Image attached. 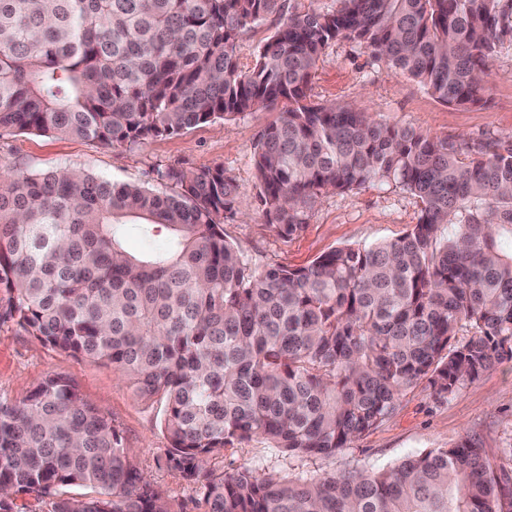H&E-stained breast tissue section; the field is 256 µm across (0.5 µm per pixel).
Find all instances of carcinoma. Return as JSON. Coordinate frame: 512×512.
<instances>
[{
    "label": "carcinoma",
    "instance_id": "1",
    "mask_svg": "<svg viewBox=\"0 0 512 512\" xmlns=\"http://www.w3.org/2000/svg\"><path fill=\"white\" fill-rule=\"evenodd\" d=\"M282 8L0 0V133L131 147L279 108L254 165L280 236L299 234L329 191L392 182L420 199L418 223L258 271L224 239L236 185L222 167L159 170L156 190L0 163V324L162 400L167 463L206 512H512V476L467 439L377 472L294 468L350 447L408 389L449 397L512 359V150L308 102L322 53L348 40L438 101L476 105L489 60L512 47V0H336L289 16L241 70V34ZM132 227L139 255L122 245ZM253 438L273 461L208 467ZM72 485L90 494L61 492ZM32 493L49 512H173L112 421L59 374L20 401L0 397V512H22L18 496Z\"/></svg>",
    "mask_w": 512,
    "mask_h": 512
}]
</instances>
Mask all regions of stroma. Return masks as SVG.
Instances as JSON below:
<instances>
[{"instance_id":"obj_1","label":"stroma","mask_w":512,"mask_h":512,"mask_svg":"<svg viewBox=\"0 0 512 512\" xmlns=\"http://www.w3.org/2000/svg\"><path fill=\"white\" fill-rule=\"evenodd\" d=\"M334 3L284 0L280 13L243 32L240 68H251L255 52L289 16L327 11ZM308 95L315 103L355 105L391 126L512 149L511 48L491 58L485 102L479 106L445 105L417 80L391 70L368 50L346 40L326 48ZM277 117L274 111L249 112L132 147L15 132L0 136V161L30 173L67 166L111 182L148 185L153 184L157 171L167 168L200 171L223 167L238 186L237 214L225 222L224 237L259 269L270 264L305 266L337 247L395 239L418 223L421 202L416 196L393 183L377 184L324 195L310 212L303 232L291 239L280 237L260 206L254 168L259 136ZM49 374L72 379L81 393L111 418L126 452L164 492L174 512H205L200 492L165 464L169 441L163 430V404L139 400L111 366L43 346L12 324L0 325V396L22 399ZM463 439L476 443L494 469H512V360L496 364L447 398L419 386L407 390L396 411L379 426L350 448L332 458L307 463L306 468L315 475L379 470Z\"/></svg>"}]
</instances>
